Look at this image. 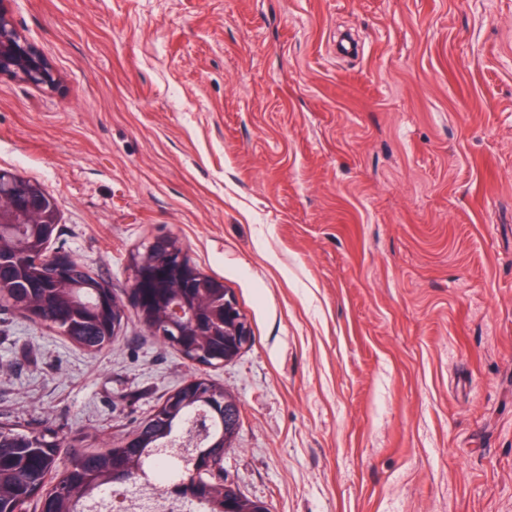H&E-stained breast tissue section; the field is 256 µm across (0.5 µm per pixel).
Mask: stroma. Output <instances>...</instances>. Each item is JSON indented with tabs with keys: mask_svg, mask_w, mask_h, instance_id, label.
<instances>
[{
	"mask_svg": "<svg viewBox=\"0 0 512 512\" xmlns=\"http://www.w3.org/2000/svg\"><path fill=\"white\" fill-rule=\"evenodd\" d=\"M0 171L124 296L171 236L252 329L202 369L127 311L92 353L0 310V424L124 444L192 377L271 512H512V0H10ZM0 1V75L20 79L38 88L54 89L57 75L49 60L13 26ZM191 382L198 386L196 398L207 405L210 413L221 417V413L224 409L222 422L219 420H215L213 424L209 422V435L212 433L219 434L221 431H224V436H227V439L231 444L237 433L240 419V410L236 400L230 394L225 392L223 387L212 384L213 388L224 391V399H227V403L224 405L222 395H219V391L214 390L210 386L211 382L204 377H196L192 379Z\"/></svg>",
	"mask_w": 512,
	"mask_h": 512,
	"instance_id": "35a3bbf8",
	"label": "stroma"
}]
</instances>
